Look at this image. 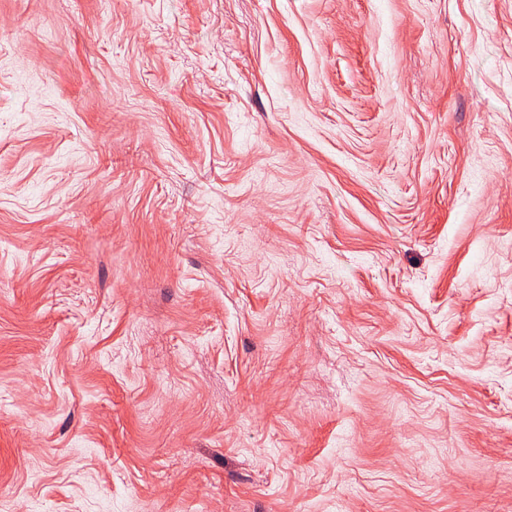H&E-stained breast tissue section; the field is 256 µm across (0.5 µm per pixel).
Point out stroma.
<instances>
[{
  "instance_id": "1",
  "label": "stroma",
  "mask_w": 512,
  "mask_h": 512,
  "mask_svg": "<svg viewBox=\"0 0 512 512\" xmlns=\"http://www.w3.org/2000/svg\"><path fill=\"white\" fill-rule=\"evenodd\" d=\"M0 512H512V0H0Z\"/></svg>"
}]
</instances>
